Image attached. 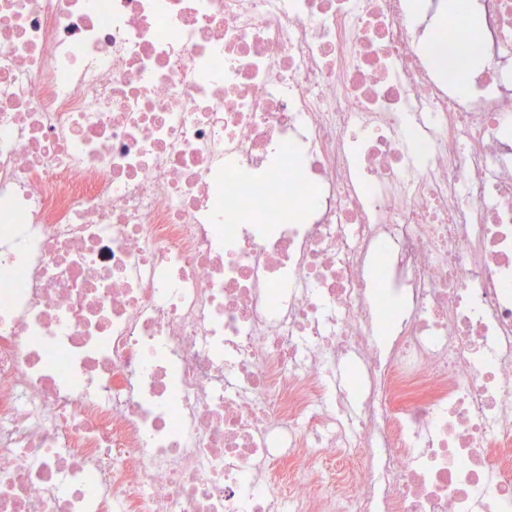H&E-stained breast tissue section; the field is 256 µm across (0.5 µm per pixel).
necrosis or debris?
I'll return each mask as SVG.
<instances>
[{
	"label": "necrosis or debris",
	"mask_w": 512,
	"mask_h": 512,
	"mask_svg": "<svg viewBox=\"0 0 512 512\" xmlns=\"http://www.w3.org/2000/svg\"><path fill=\"white\" fill-rule=\"evenodd\" d=\"M0 0V512H512V0Z\"/></svg>",
	"instance_id": "necrosis-or-debris-1"
}]
</instances>
